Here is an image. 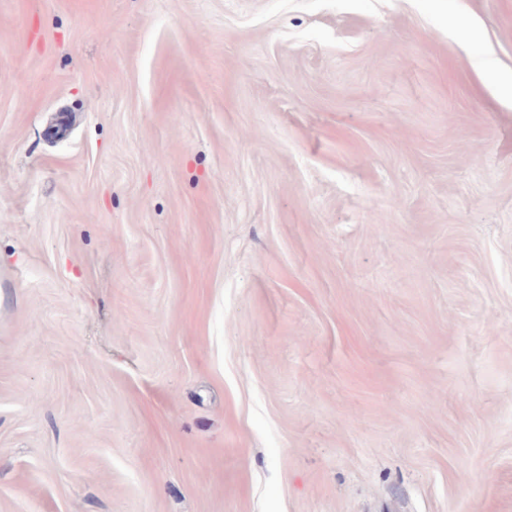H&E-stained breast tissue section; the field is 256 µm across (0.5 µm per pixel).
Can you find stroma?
<instances>
[{
    "label": "stroma",
    "mask_w": 512,
    "mask_h": 512,
    "mask_svg": "<svg viewBox=\"0 0 512 512\" xmlns=\"http://www.w3.org/2000/svg\"><path fill=\"white\" fill-rule=\"evenodd\" d=\"M506 76L512 0H0V512H512Z\"/></svg>",
    "instance_id": "obj_1"
}]
</instances>
